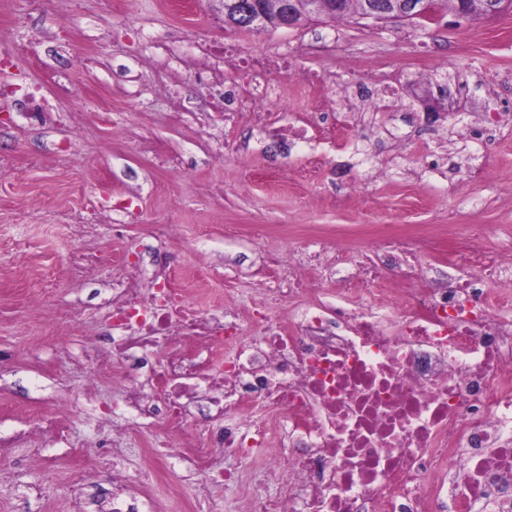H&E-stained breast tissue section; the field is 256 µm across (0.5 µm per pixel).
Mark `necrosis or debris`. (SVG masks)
Wrapping results in <instances>:
<instances>
[{
    "label": "necrosis or debris",
    "mask_w": 512,
    "mask_h": 512,
    "mask_svg": "<svg viewBox=\"0 0 512 512\" xmlns=\"http://www.w3.org/2000/svg\"><path fill=\"white\" fill-rule=\"evenodd\" d=\"M209 68L250 76L229 92L235 112L258 110L277 93L284 54L242 55L204 42ZM320 231L307 255L335 252L331 292L313 287L295 256L277 253L283 308H255L263 335L244 339L239 314H211L181 299L169 272L145 275L124 263L106 319L112 353L138 367L161 342L189 349L154 372L155 400L137 385L99 418L162 415L185 426L196 405L211 412L207 447L185 462L204 473L193 512H221L220 489H242L250 512H512V255L485 261L463 242L447 264L424 260L417 237L391 230L373 263L354 262ZM233 347L230 357L213 351ZM258 467L278 493L245 470L217 467L214 449Z\"/></svg>",
    "instance_id": "obj_1"
}]
</instances>
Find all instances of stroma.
Masks as SVG:
<instances>
[{
	"mask_svg": "<svg viewBox=\"0 0 512 512\" xmlns=\"http://www.w3.org/2000/svg\"><path fill=\"white\" fill-rule=\"evenodd\" d=\"M25 0H0V48L13 51L10 78L39 84L65 110L63 123L22 125L13 102L0 103V512H99L113 494L136 512H187L202 474L128 483L161 440L160 423L96 418L92 404L120 401L111 378L93 381L94 355L110 330L91 292L112 281L134 240L174 225L160 259L202 311L260 299L261 253L296 249L303 237L339 224L488 226L487 251L512 245V12L491 21L445 17L345 22L348 42L318 53L312 34L332 21L269 33L225 28L218 0H194L191 15L165 0H52L26 13ZM172 48L147 50L142 32ZM203 41L232 43L245 54L286 53L281 98L258 112L223 114L218 78L198 79ZM105 51L88 56L97 44ZM383 53L399 78L393 94L352 103L350 69ZM320 73L312 84L307 75ZM498 113L491 139L471 128ZM375 113L392 124L411 113L401 143L374 146L371 130L349 142L330 125L342 111ZM295 114L317 147L288 136ZM68 140L70 151L54 150ZM180 159L157 167V154ZM462 180L466 195L450 180ZM362 186L360 196L349 195ZM122 202L114 216L109 207ZM84 212L87 224L69 223ZM98 262L75 270V249ZM108 447L114 470L73 482L80 458Z\"/></svg>",
	"mask_w": 512,
	"mask_h": 512,
	"instance_id": "obj_1",
	"label": "stroma"
}]
</instances>
